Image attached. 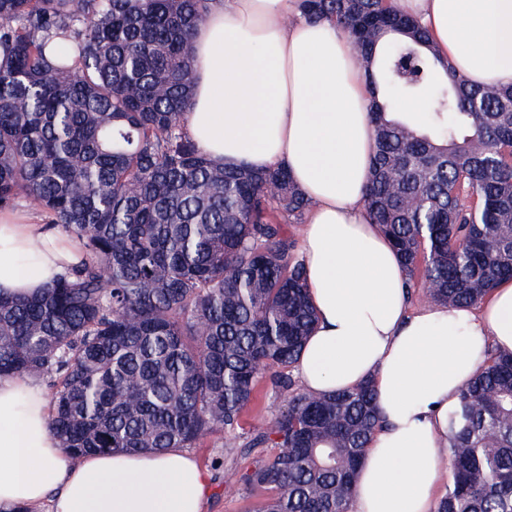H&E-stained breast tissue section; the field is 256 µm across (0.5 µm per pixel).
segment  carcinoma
Masks as SVG:
<instances>
[{
  "label": "carcinoma",
  "mask_w": 512,
  "mask_h": 512,
  "mask_svg": "<svg viewBox=\"0 0 512 512\" xmlns=\"http://www.w3.org/2000/svg\"><path fill=\"white\" fill-rule=\"evenodd\" d=\"M208 0H0V210L28 201L83 241L40 295L0 297V375H45L73 457L236 434L257 512H348L380 426L373 385L321 396L292 368L315 322L284 167L221 165L183 131ZM350 35L371 79L365 204L407 288L463 308L512 278V85L478 86L388 0H300ZM428 95L418 124L395 95ZM274 183L277 193L267 192ZM287 393L238 433L259 379ZM275 448L272 455L265 449ZM436 512H512V355L492 349L448 412Z\"/></svg>",
  "instance_id": "cac0c4a2"
}]
</instances>
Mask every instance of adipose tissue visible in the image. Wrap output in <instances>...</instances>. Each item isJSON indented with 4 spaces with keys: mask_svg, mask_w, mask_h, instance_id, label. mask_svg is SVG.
<instances>
[{
    "mask_svg": "<svg viewBox=\"0 0 512 512\" xmlns=\"http://www.w3.org/2000/svg\"><path fill=\"white\" fill-rule=\"evenodd\" d=\"M472 81L512 84V0H392ZM184 130L228 166L286 167L310 202L298 255L317 321L292 371L312 395L373 383L383 427L350 512H435L448 412L488 349L512 354V280L478 306L409 309L401 259L364 203L371 87L352 39L298 0H209L193 38ZM81 242L38 216L0 214V296L64 276ZM208 471L182 448L71 459L31 376H0V512H204Z\"/></svg>",
    "mask_w": 512,
    "mask_h": 512,
    "instance_id": "obj_1",
    "label": "adipose tissue"
}]
</instances>
